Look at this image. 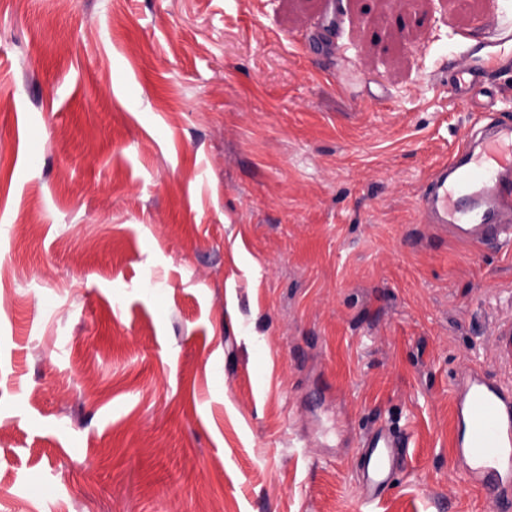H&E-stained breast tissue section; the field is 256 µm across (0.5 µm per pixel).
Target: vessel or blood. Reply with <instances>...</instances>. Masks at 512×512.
Returning a JSON list of instances; mask_svg holds the SVG:
<instances>
[{
    "mask_svg": "<svg viewBox=\"0 0 512 512\" xmlns=\"http://www.w3.org/2000/svg\"><path fill=\"white\" fill-rule=\"evenodd\" d=\"M453 96L493 111L496 91L459 56L449 82ZM425 221L473 248L512 244V122L492 121L430 173L418 198ZM452 455L467 481L482 489L495 512H512V385L489 379L477 366L453 384ZM406 441L378 426L361 440L357 475L362 502L378 501L405 452Z\"/></svg>",
    "mask_w": 512,
    "mask_h": 512,
    "instance_id": "1",
    "label": "vessel or blood"
}]
</instances>
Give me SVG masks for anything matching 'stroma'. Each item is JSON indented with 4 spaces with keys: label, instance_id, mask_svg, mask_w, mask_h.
Masks as SVG:
<instances>
[{
    "label": "stroma",
    "instance_id": "obj_1",
    "mask_svg": "<svg viewBox=\"0 0 512 512\" xmlns=\"http://www.w3.org/2000/svg\"><path fill=\"white\" fill-rule=\"evenodd\" d=\"M463 52L512 118V0H0V512H494L451 389L512 379V245L417 206ZM407 447V441L383 425L361 439L357 475L362 486L363 504H372L382 497Z\"/></svg>",
    "mask_w": 512,
    "mask_h": 512
}]
</instances>
